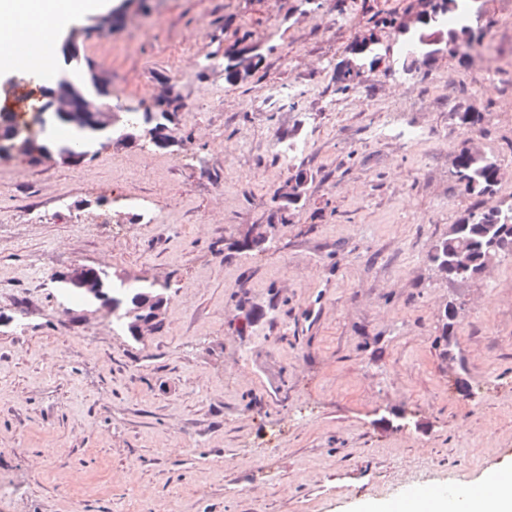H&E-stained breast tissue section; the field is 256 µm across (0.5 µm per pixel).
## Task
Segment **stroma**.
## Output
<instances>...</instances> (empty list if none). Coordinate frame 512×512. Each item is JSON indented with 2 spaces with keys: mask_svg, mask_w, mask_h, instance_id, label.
Wrapping results in <instances>:
<instances>
[{
  "mask_svg": "<svg viewBox=\"0 0 512 512\" xmlns=\"http://www.w3.org/2000/svg\"><path fill=\"white\" fill-rule=\"evenodd\" d=\"M105 4L76 21L77 79L106 74L121 116L155 109L165 81L181 110L163 147L0 156V512H372L512 466V256L455 285L428 261L512 196V0L484 4L489 54L439 55L400 85L378 21L420 0ZM370 32L378 71L338 89ZM242 51L261 65L235 80L204 64ZM398 111L421 143L375 136ZM464 148L497 157L495 194L461 190ZM297 165L313 179L274 247L225 250ZM88 269L168 284L160 328L136 339L72 302ZM454 299L448 301V304L445 306L444 311L441 315V341H442V352L441 355L444 357V360L448 361V354H451L452 348L454 346V339L451 336L450 329L454 326L459 316L460 307L454 302Z\"/></svg>",
  "mask_w": 512,
  "mask_h": 512,
  "instance_id": "stroma-1",
  "label": "stroma"
}]
</instances>
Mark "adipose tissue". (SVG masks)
<instances>
[{"instance_id":"ef3b65f1","label":"adipose tissue","mask_w":512,"mask_h":512,"mask_svg":"<svg viewBox=\"0 0 512 512\" xmlns=\"http://www.w3.org/2000/svg\"><path fill=\"white\" fill-rule=\"evenodd\" d=\"M90 0H0V15L14 18L8 31H0V71L8 70L9 50L28 47L30 61H39L44 22L55 25L69 23ZM468 512H512V472L500 471L481 486L479 496L471 502Z\"/></svg>"}]
</instances>
